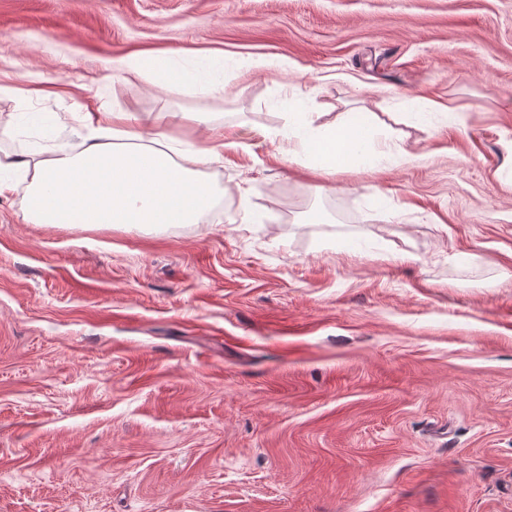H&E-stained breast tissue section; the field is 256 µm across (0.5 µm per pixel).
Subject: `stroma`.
Listing matches in <instances>:
<instances>
[{
    "label": "stroma",
    "mask_w": 512,
    "mask_h": 512,
    "mask_svg": "<svg viewBox=\"0 0 512 512\" xmlns=\"http://www.w3.org/2000/svg\"><path fill=\"white\" fill-rule=\"evenodd\" d=\"M225 56L224 90L191 70ZM373 117L283 161L276 100ZM178 113L196 224L0 198V512H512V0H0L17 112ZM288 124L271 135L288 144V162L306 159L327 174L348 168L379 165L383 156L376 150L377 131L366 115L350 118L333 128L315 125L314 112L303 98H286Z\"/></svg>",
    "instance_id": "obj_1"
}]
</instances>
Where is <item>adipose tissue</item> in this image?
<instances>
[{
	"instance_id": "obj_1",
	"label": "adipose tissue",
	"mask_w": 512,
	"mask_h": 512,
	"mask_svg": "<svg viewBox=\"0 0 512 512\" xmlns=\"http://www.w3.org/2000/svg\"><path fill=\"white\" fill-rule=\"evenodd\" d=\"M287 125L274 137L288 146L289 161L305 159L328 174L382 161L377 131L361 115L328 128L316 124L302 98L285 99ZM176 113L159 115L152 130L139 116L85 113L64 140L38 112L18 113L14 134L45 130L44 142L0 156V195L26 187V210L34 223L73 227L90 224H196L213 201L198 166L220 160L216 145L172 156L165 128Z\"/></svg>"
}]
</instances>
